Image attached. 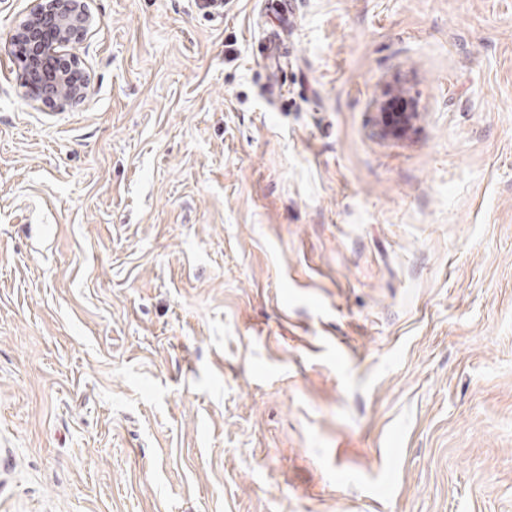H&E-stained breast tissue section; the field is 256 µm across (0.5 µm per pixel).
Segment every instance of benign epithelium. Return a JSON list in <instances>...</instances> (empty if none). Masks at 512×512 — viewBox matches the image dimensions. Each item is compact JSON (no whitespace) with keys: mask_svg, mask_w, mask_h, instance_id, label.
Segmentation results:
<instances>
[{"mask_svg":"<svg viewBox=\"0 0 512 512\" xmlns=\"http://www.w3.org/2000/svg\"><path fill=\"white\" fill-rule=\"evenodd\" d=\"M94 25L86 0H35L16 34L24 52L15 57L28 97L66 106L87 89V77L67 47Z\"/></svg>","mask_w":512,"mask_h":512,"instance_id":"obj_1","label":"benign epithelium"}]
</instances>
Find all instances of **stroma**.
I'll return each instance as SVG.
<instances>
[{
	"label": "stroma",
	"instance_id": "obj_1",
	"mask_svg": "<svg viewBox=\"0 0 512 512\" xmlns=\"http://www.w3.org/2000/svg\"><path fill=\"white\" fill-rule=\"evenodd\" d=\"M0 0V512H512V0ZM397 96L414 113L392 124ZM34 2L16 34L19 49L15 66L25 77L32 101H54L66 106L83 97L87 77L65 48L88 33L94 17L85 0ZM288 61V38L279 32H267L261 62L272 75L279 76Z\"/></svg>",
	"mask_w": 512,
	"mask_h": 512
}]
</instances>
